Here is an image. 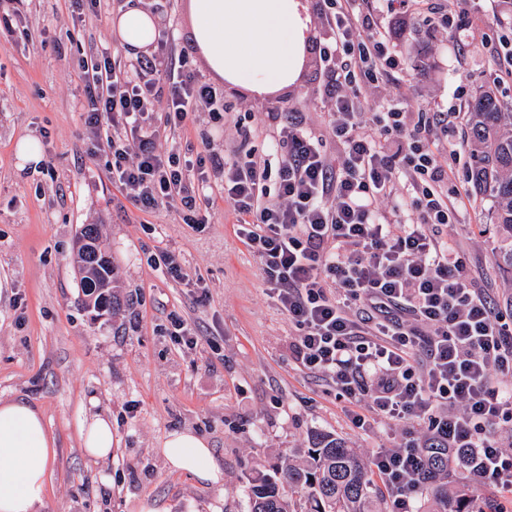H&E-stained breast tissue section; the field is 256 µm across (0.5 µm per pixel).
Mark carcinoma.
<instances>
[{"instance_id":"obj_1","label":"carcinoma","mask_w":512,"mask_h":512,"mask_svg":"<svg viewBox=\"0 0 512 512\" xmlns=\"http://www.w3.org/2000/svg\"><path fill=\"white\" fill-rule=\"evenodd\" d=\"M469 142L480 146L472 153L468 171L470 194L492 203L493 221L512 239V112L487 89L469 103ZM96 241L97 268L80 277L87 306L111 312L119 305V291L111 255L103 247L96 224H85ZM309 460L281 457L274 474L256 473L250 480L249 512H381L373 492L372 470L355 451L331 433L313 437ZM432 503L431 512H494L491 495L478 496L458 485L421 481Z\"/></svg>"}]
</instances>
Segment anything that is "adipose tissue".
Masks as SVG:
<instances>
[{
  "label": "adipose tissue",
  "instance_id": "1",
  "mask_svg": "<svg viewBox=\"0 0 512 512\" xmlns=\"http://www.w3.org/2000/svg\"><path fill=\"white\" fill-rule=\"evenodd\" d=\"M186 9L200 57L226 85L278 95L300 84L312 27L306 0H187ZM110 23L132 56L158 37V20L140 0H128ZM160 453L199 480L220 478L207 441L193 431L172 432ZM54 457L41 412L22 399L0 400V512L42 505Z\"/></svg>",
  "mask_w": 512,
  "mask_h": 512
}]
</instances>
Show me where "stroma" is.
I'll use <instances>...</instances> for the list:
<instances>
[{"mask_svg":"<svg viewBox=\"0 0 512 512\" xmlns=\"http://www.w3.org/2000/svg\"><path fill=\"white\" fill-rule=\"evenodd\" d=\"M124 0H101L77 15L71 0H26L10 41L0 40V399L22 398L41 411L55 443L40 512H140L146 501L170 512H248V481L285 454L306 456L314 434L330 432L370 458L396 443L401 426L375 420L355 427L353 403L331 380L295 362L297 334L267 290L260 261L236 233V215L213 188L203 224L177 207L144 212L112 181V154L84 136L80 62L105 48L127 54L108 20ZM309 60L300 85L259 98L225 88L223 124L200 113L163 135L164 150L188 159L214 150L231 159L262 156L277 132L275 106L302 111L315 131L330 114L320 95V49L332 35L319 0ZM464 30L446 36L429 26L393 24L392 50L405 79H384L381 97L403 96L412 111L448 109L466 127V105L493 89L512 102V73L494 50L496 0H471ZM250 128L249 140L234 132ZM39 139L37 165L19 166L20 139ZM97 224L123 286L121 309L101 317L85 307L74 263L81 225ZM469 253L470 272L502 313L512 312V271L498 256L506 243L490 204L466 199L464 221L445 227ZM174 251L186 273L175 280L154 266ZM179 317L189 344L171 324ZM107 416L118 440L111 458H88L80 431ZM191 430L207 440L221 471L210 484L172 470L160 453L167 435Z\"/></svg>","mask_w":512,"mask_h":512,"instance_id":"35a3bbf8","label":"stroma"}]
</instances>
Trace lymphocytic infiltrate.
<instances>
[{
    "label": "lymphocytic infiltrate",
    "mask_w": 512,
    "mask_h": 512,
    "mask_svg": "<svg viewBox=\"0 0 512 512\" xmlns=\"http://www.w3.org/2000/svg\"><path fill=\"white\" fill-rule=\"evenodd\" d=\"M332 41L324 93L327 133L297 112L282 116L268 158L231 160L209 152L196 184L178 153L158 147L162 129L197 113L224 119L223 88L202 81L168 29L154 53L124 62L106 51L83 64L87 134L112 153V180L140 210L175 202L203 223L219 184L237 216V236L296 330L294 359L330 379L339 396L365 400L380 419L426 425L378 449L389 512H412L418 478L434 455H456L483 484L512 490V325L477 287L443 226L459 223L460 190L432 147L444 111L411 115L407 102L370 109L368 92L403 74L391 55L383 13L440 30L467 12L422 0H323ZM341 145L330 163L327 142Z\"/></svg>",
    "instance_id": "1"
}]
</instances>
